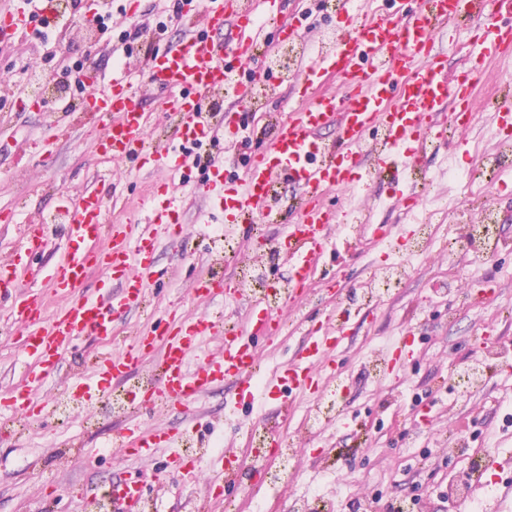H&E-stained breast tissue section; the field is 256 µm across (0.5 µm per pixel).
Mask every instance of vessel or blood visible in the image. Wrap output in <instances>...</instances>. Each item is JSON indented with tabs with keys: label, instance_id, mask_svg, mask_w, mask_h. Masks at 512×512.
I'll return each instance as SVG.
<instances>
[{
	"label": "vessel or blood",
	"instance_id": "obj_1",
	"mask_svg": "<svg viewBox=\"0 0 512 512\" xmlns=\"http://www.w3.org/2000/svg\"><path fill=\"white\" fill-rule=\"evenodd\" d=\"M261 0H185L181 14L188 29L146 59L142 65L124 63L111 76L94 74L86 84L79 109L99 118L107 128L102 151L136 165L153 162L181 171L190 178L196 152L222 137L224 131H244V115L225 112L223 117L203 110V97L223 90L234 99L250 103L251 89L261 75L252 63L260 47L258 32L264 20H275L283 40L305 36L303 15L289 10L288 0H274L271 9ZM339 13L344 26L330 43L308 46L292 88L297 108L273 117L268 145L239 150L234 170L224 167L221 156L210 159L209 180L197 189L210 209L219 211L226 227H246L255 235L258 216L280 210V189L290 185L302 200L297 220L286 221L281 235L271 240L270 251L288 257L291 274L287 297L302 295L320 275L319 262L327 250L337 249L334 233L340 214L329 208L324 195L359 183L364 171L378 181L399 184L403 175L419 167L434 144L447 143L449 135H463L480 110L475 93L483 65L512 52V0H383L367 8L365 0H342ZM469 22L476 28L472 39L473 62L456 77H448L437 37L449 26ZM32 26L27 0L0 14V43L24 38ZM336 76L341 95L317 93L326 76ZM147 80L160 92L154 108H147L134 84ZM175 116L177 123L166 143L150 142L153 112ZM497 145L512 151V97L504 96L496 110ZM332 138H325V131ZM373 166H366V156ZM66 217V245L51 266L35 264L48 233L47 225L26 219L7 260L0 262V304L9 306L24 323L20 336L21 378L0 397V407L12 415L41 418L44 406L32 397L34 388L53 378L63 354L83 337L111 341L116 317L142 306L153 284L152 255L158 233L186 241L184 200L176 188L166 187L149 201L145 224H105L106 202L93 189L80 198L60 194ZM108 247H100L101 239ZM116 281V290L93 296L81 288L93 271ZM28 282L20 290V282ZM48 282L49 291L39 289ZM196 297L218 296L237 300L240 285L224 287L213 273L202 274L192 286ZM59 305L47 310V294ZM217 318L186 317L180 323L163 320L151 334L136 336L118 353L93 357L88 376L75 380L70 390L83 403L102 400L115 380L128 376L143 358L158 353L157 372L143 389L144 408L192 404L212 387L228 379L242 382L248 401L273 397L283 415H291L293 395L314 392L336 378L335 353L342 344L343 319L326 316L324 324L308 329L304 350L281 371L258 376V340L282 331L278 308L252 299L244 329L225 328L224 345L217 353L200 354L204 337L214 335ZM183 432L144 431L128 424L118 434L119 445L129 455L151 459L156 448H169L167 465L186 469L190 461L180 447ZM222 478L209 479V497L232 500L244 473H259L263 460L243 466L236 454L224 452ZM113 512H144L145 492L140 479L130 478L102 488Z\"/></svg>",
	"mask_w": 512,
	"mask_h": 512
}]
</instances>
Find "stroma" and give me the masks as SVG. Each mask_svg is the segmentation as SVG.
<instances>
[{
  "instance_id": "obj_1",
  "label": "stroma",
  "mask_w": 512,
  "mask_h": 512,
  "mask_svg": "<svg viewBox=\"0 0 512 512\" xmlns=\"http://www.w3.org/2000/svg\"><path fill=\"white\" fill-rule=\"evenodd\" d=\"M172 0H114L112 25L101 31L81 20H68L49 29L47 40L26 36L0 49V76L26 83L31 74L58 83L77 85V60H103L111 73L114 59L124 57L121 42L132 24H154L170 11ZM491 113H479L467 136L465 150L430 148L421 170L436 181L434 190L447 194V180L438 173L447 164L471 172L482 158L497 154ZM102 125L75 116L67 138L56 141L55 159L43 164L38 154L29 159L0 150V211L33 216L55 212L60 191L89 186L102 193L122 223L143 220L145 201L153 188L172 181L169 169L102 155ZM393 185L365 180L348 208L370 209L374 221L391 228L389 242L360 243L344 261L327 256L324 268L334 275V287L316 284L300 300L283 304L286 333L265 343L260 356L268 369H283L303 349L307 330L323 319L328 308L348 304L350 296L372 283L387 267L406 262L401 283L362 305L351 315L342 348L336 354V374L342 382L339 410L332 426H304L306 413L325 399V392L297 397L295 415L285 432L296 450L297 476L288 483H264L251 495H237L238 512H293L297 502L320 498L331 512H354L355 501L370 499L378 512L402 501H415L416 512H475L472 488L473 449H482L483 478L497 486L512 485V470L492 468L493 460L512 458V175L480 176L461 210L467 220L454 228H440L430 250L416 259L408 254L414 244L409 215L391 208ZM184 220L191 233L186 254L174 251L159 238L154 254L155 284L142 308L120 316L114 327L113 349L128 345L136 334L150 333L160 318L172 312L183 317L203 312L234 315L233 302L192 299L187 290L198 272L215 267L226 252L214 236L196 235V217L206 205L203 197L183 187ZM496 217L497 248L483 256L468 244L470 223L480 210ZM238 256L226 275L238 281L247 269L284 282L288 261H269L254 241L235 236ZM20 322L0 307V391L19 379ZM415 341V354L405 363L378 373L372 362L380 350L398 337ZM104 345L86 338L60 362L55 378L38 386L34 397L45 405L46 420H34L25 435L0 433V512H86L83 489L100 488L128 477H141L153 512H192L193 507L222 512L217 501H207L203 482L167 466L168 449L151 460L125 456L112 439L124 425L137 421L143 429L183 428L193 425L196 436L233 446L239 458L247 456L250 428L277 419L279 402L260 399L248 405L238 397L241 384L220 383L194 404L195 422H187L182 407L151 413L75 409L61 420L57 404L69 393L74 374L88 371L95 352ZM479 366L477 388L459 387L461 374ZM429 419L416 420L418 409ZM56 500H49V493Z\"/></svg>"
}]
</instances>
